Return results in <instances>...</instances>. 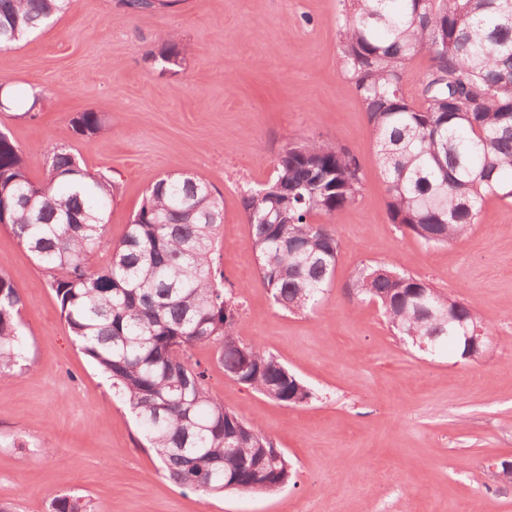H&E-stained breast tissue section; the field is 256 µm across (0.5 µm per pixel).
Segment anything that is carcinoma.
Returning <instances> with one entry per match:
<instances>
[{"label": "carcinoma", "instance_id": "obj_1", "mask_svg": "<svg viewBox=\"0 0 512 512\" xmlns=\"http://www.w3.org/2000/svg\"><path fill=\"white\" fill-rule=\"evenodd\" d=\"M70 0H0V49H9L64 13ZM343 68L368 114L388 183V216L426 244H450L476 223L485 200L512 199V0H344L338 19ZM427 59L421 103L403 90L414 58ZM81 135L102 128L96 112L72 121ZM358 163L343 146L292 143L275 176L248 190L242 207L262 286L289 312L312 311L329 287L340 242L330 224L361 188ZM115 185L92 174L67 147L56 148L45 177L31 179L22 151L0 132V225L51 274L68 328L112 380L162 471L205 494L270 493L290 479L281 463L253 469L272 439L246 424L206 387L189 361L215 348L224 374L289 406L308 403V385L236 333L237 307L216 263L224 200L204 179L169 174L153 183L109 262L89 263L100 247ZM351 298L376 299L395 335L448 348L474 310L404 273L360 267ZM18 287L0 274V370L23 358ZM452 317L451 323L444 317ZM52 512H91L78 497Z\"/></svg>", "mask_w": 512, "mask_h": 512}]
</instances>
